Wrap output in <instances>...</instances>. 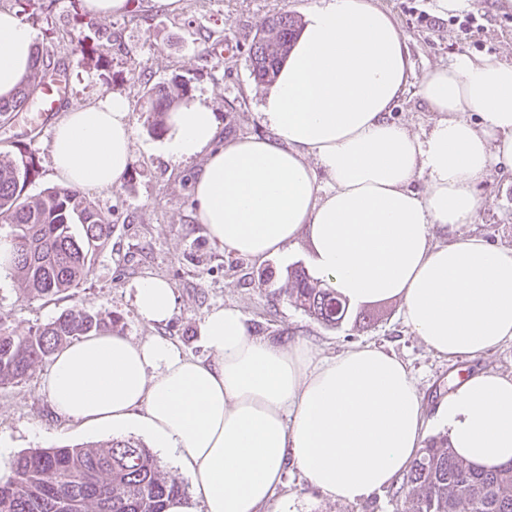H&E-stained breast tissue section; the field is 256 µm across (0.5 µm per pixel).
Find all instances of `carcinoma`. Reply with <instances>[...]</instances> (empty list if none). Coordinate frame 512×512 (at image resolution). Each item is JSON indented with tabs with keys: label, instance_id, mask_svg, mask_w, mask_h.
I'll return each mask as SVG.
<instances>
[{
	"label": "carcinoma",
	"instance_id": "carcinoma-1",
	"mask_svg": "<svg viewBox=\"0 0 512 512\" xmlns=\"http://www.w3.org/2000/svg\"><path fill=\"white\" fill-rule=\"evenodd\" d=\"M300 31L298 18L279 12L248 46L251 74L275 81ZM15 94L0 98V122L23 111L46 82L50 65L42 54ZM186 82L173 79L146 91L141 111L158 133L169 112L189 99ZM34 168L28 159L0 158V223L12 226L10 263L18 283L32 297L76 288L93 272L94 256L112 237L111 221L73 186L36 195L25 193ZM288 300L312 320L341 325L348 314L336 292L311 280L299 267L288 270ZM107 316L69 309L36 331L19 334L0 322V384L25 378L64 343L97 333ZM403 512H512V463L482 469L459 457L448 438H434L403 478ZM184 494L153 452L131 438L102 444L34 448L17 456L13 476L0 480V512H166Z\"/></svg>",
	"mask_w": 512,
	"mask_h": 512
}]
</instances>
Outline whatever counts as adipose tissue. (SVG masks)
Wrapping results in <instances>:
<instances>
[{
    "mask_svg": "<svg viewBox=\"0 0 512 512\" xmlns=\"http://www.w3.org/2000/svg\"><path fill=\"white\" fill-rule=\"evenodd\" d=\"M36 35L0 10V97L31 71ZM408 56L390 12L372 0H322L261 106L267 137L218 139L215 112H171L165 150L203 157L197 223L211 242L255 260L307 245L309 270L347 306L395 299L434 355L475 358L512 342V247L477 235L473 190L491 167L512 173V64L460 55L430 71L422 95L437 120L420 135L390 121ZM478 113L471 122L469 113ZM130 104L109 94L53 126L55 175L117 186L132 161ZM427 178L424 193L410 190ZM454 239L437 242V231ZM139 317L175 313L158 277L133 282ZM200 359L160 336L100 332L60 348L42 389L54 412L90 430L134 432L191 478L202 512H265L287 464L328 499L358 503L411 468L428 435L407 365L373 344L322 355L305 340L253 335L237 307L212 308ZM436 416L470 463L512 461V376L480 371L449 388Z\"/></svg>",
    "mask_w": 512,
    "mask_h": 512,
    "instance_id": "obj_1",
    "label": "adipose tissue"
}]
</instances>
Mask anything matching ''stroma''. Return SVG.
<instances>
[{
  "mask_svg": "<svg viewBox=\"0 0 512 512\" xmlns=\"http://www.w3.org/2000/svg\"><path fill=\"white\" fill-rule=\"evenodd\" d=\"M320 0H179L176 9L156 0H130L124 13L94 18L76 16V0H54L50 17L26 12L22 19L35 32L40 51L68 72L64 108L77 109L123 95L130 103L132 162L118 187L84 189V196L112 223V238L95 257L88 281L48 298L24 295L10 274L0 275V322L24 334L44 327L68 308L110 315L107 332L134 341L163 336L184 352L205 357L199 326L211 308L233 305L245 315L253 335L289 343L304 338L323 354L334 355L353 343L375 344L408 364L429 407H436L458 374L476 368L512 374V343L476 360H447L429 352L405 326L395 300H378L375 317L364 323L359 309L339 327L310 319L283 295L287 271L305 266L303 251L256 262L213 244L194 218L191 179L196 162H178L162 149L163 134L150 132L140 106L153 84L178 77L193 98L220 117L219 136L230 140L269 136L260 106L266 85L249 71L247 48L261 24L287 10L303 16ZM391 13L409 54L408 85L390 114L391 121L413 133L429 130L437 118L422 96L426 74L456 55H497L512 63V6L505 0H474L471 10L441 16L435 0H374ZM57 112H46L39 99L28 111L0 128V153H31L35 172L25 191L34 195L60 186L53 172L50 141ZM475 191L484 205L475 223L461 234H478L496 246L512 247V176L493 169ZM155 276L169 282L175 313L165 326L139 317L134 280ZM50 361L36 365L22 380L0 385V476L11 473L16 457L32 448L103 443L110 431L92 432L80 422L57 416L41 389ZM393 489L360 504L328 500L288 466L284 484L267 512H401Z\"/></svg>",
  "mask_w": 512,
  "mask_h": 512,
  "instance_id": "1",
  "label": "stroma"
}]
</instances>
